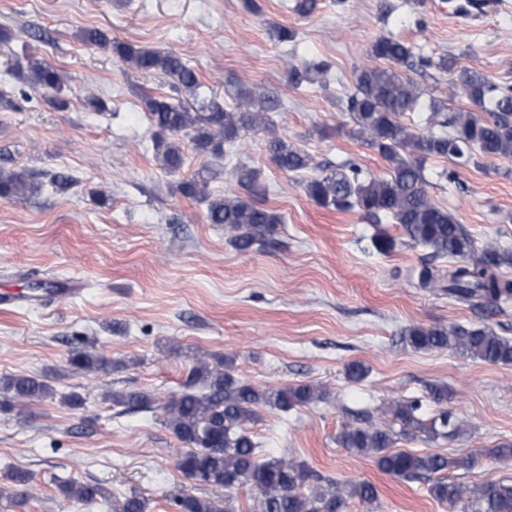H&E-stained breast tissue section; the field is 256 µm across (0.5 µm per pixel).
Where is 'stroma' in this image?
Wrapping results in <instances>:
<instances>
[{"mask_svg":"<svg viewBox=\"0 0 512 512\" xmlns=\"http://www.w3.org/2000/svg\"><path fill=\"white\" fill-rule=\"evenodd\" d=\"M0 0V170L29 172L40 189L0 200V381L17 374L46 377L51 394L26 411L8 409L0 391V512H112L113 498L133 492L148 512H176L191 493L229 501L248 512V489L228 492L186 480L176 467L185 445L167 428L160 405L129 410L112 404L116 391L180 390L195 356L235 359V372L269 389L315 383L325 402L282 412L258 409L248 431L270 456L292 455L324 476L365 480L379 491L376 512H448L423 482L399 480L336 437L358 411L381 415L391 400L448 388V405L468 427L460 440L401 438L414 452L474 453L480 466L458 473L474 483L512 477V460L491 457L512 445V365H491L462 353L419 351L401 336L411 325H490L512 339V298L494 308L471 306L394 279L395 269L430 258L422 247L398 246L381 255L366 244L377 228L359 212L316 204L307 180L354 160L383 174L387 163L353 136L344 108L355 69L380 37L411 43L416 56L456 57L512 86V0L475 22L452 25L457 0H322L300 16L295 0ZM285 26L295 41L271 35ZM97 28L118 42L180 53L200 85L175 92L172 79L131 69L112 51L86 44ZM35 56L58 69L69 107L50 106L42 90L19 73ZM319 60L331 65L327 87L287 86L288 67ZM407 77L440 102L451 97V76L415 66ZM279 96L277 128L313 158L299 173L279 170L264 136L249 134L240 155L216 159L183 139L174 173L156 155L155 131L144 106L148 94L179 97L203 107L235 103L236 89ZM106 101L88 111L87 97ZM246 162L259 172V197L282 219L264 245L241 252L224 227L208 223L206 207L175 190L204 166L218 170L212 193L235 188L232 169ZM456 170V182L439 179ZM75 179L66 191L54 173ZM425 187L484 245L512 248V159L483 158L454 165L424 164ZM112 360L109 372L71 370L78 352ZM359 361L367 376L348 379ZM82 402L70 406L68 394ZM23 470L33 494L18 507L8 475ZM65 481L100 485L105 496L81 503L59 490Z\"/></svg>","mask_w":512,"mask_h":512,"instance_id":"35a3bbf8","label":"stroma"}]
</instances>
